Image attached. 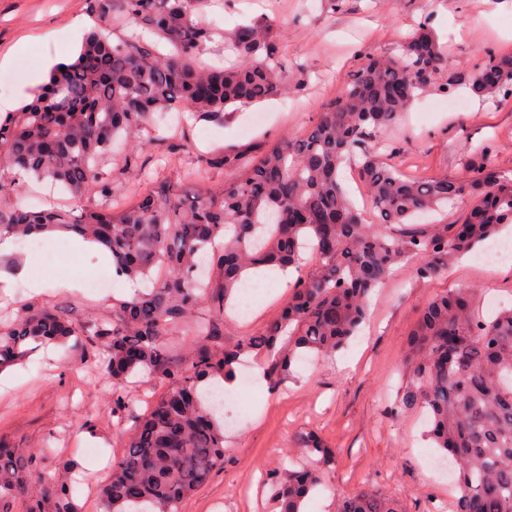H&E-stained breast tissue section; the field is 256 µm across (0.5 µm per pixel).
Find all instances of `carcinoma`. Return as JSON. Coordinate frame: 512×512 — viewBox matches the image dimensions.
I'll return each instance as SVG.
<instances>
[{"instance_id":"1","label":"carcinoma","mask_w":512,"mask_h":512,"mask_svg":"<svg viewBox=\"0 0 512 512\" xmlns=\"http://www.w3.org/2000/svg\"><path fill=\"white\" fill-rule=\"evenodd\" d=\"M206 0H89L98 28L77 57L56 64L30 100L0 113V233L24 239L62 230L92 240L112 254L115 276H169L135 294L112 319L82 332L47 310H27L0 328V368L25 359L33 344L75 345L104 352L114 379L145 372L167 389L155 397L112 461L100 495L106 512H179L181 503L224 464L221 412L199 386L234 377V364L252 352H274L270 376L288 374L297 351L331 354L365 319L370 294L406 260L420 261L423 278L443 272L458 256L474 253L512 224V173L490 166L460 179L410 177L382 161L383 135L426 91L440 86L447 58L423 26L397 56L366 55L336 98L304 136L282 141L252 161L208 156V166L239 170L217 191L182 196L169 187L150 190L138 203L113 206L112 179L102 167L121 133L140 132L173 110L221 118L287 91L272 24L264 17L224 33L235 57L229 67H207L200 56L213 41L203 20ZM135 29L111 40L114 21ZM481 97L512 95V56L493 53L469 78ZM353 164L370 206L359 210L341 181ZM26 179H50L73 197L89 188L102 203L76 217L52 207L25 210L14 201ZM459 224L431 231L410 228L418 213L438 212L464 198ZM224 249L216 265L221 289L204 285L202 248L216 238ZM320 259L315 275L299 277L288 306L266 329L232 347L215 344L219 329L195 321L203 306L224 314L242 273L295 268L303 249ZM195 322L199 339L185 360L169 361L165 337ZM288 345L278 346L282 337ZM410 380L399 400L403 412L420 410L440 457L448 461L459 496L452 512H512V308L488 321L475 319L467 292L446 293L423 310L410 339ZM306 451L327 463L332 451L314 438ZM315 469H292L275 481L280 512H302L316 485ZM80 512L71 487L40 471L33 457L0 448V512ZM336 512H402L367 492L343 500Z\"/></svg>"}]
</instances>
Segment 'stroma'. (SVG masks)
<instances>
[{"mask_svg": "<svg viewBox=\"0 0 512 512\" xmlns=\"http://www.w3.org/2000/svg\"><path fill=\"white\" fill-rule=\"evenodd\" d=\"M206 12L220 28L231 30L257 16L273 25L282 48L288 92L260 105L227 112L223 119L171 117L140 132L179 145L175 162L162 149L118 150L107 167L120 185L124 202L145 189L183 182L185 170L199 168L198 185L216 190L235 175L230 167L199 165L200 156L219 152L257 157L271 145L306 133L323 106L336 97L361 54L396 55L419 25L434 33L447 58L443 90L420 95L379 149L403 172L458 179L488 163L512 171V98L475 95L469 75L484 51L512 55V0H210ZM87 0H0V57L18 41L27 49L12 54L0 70V111L20 106L38 87L37 59H68L77 46L66 32L75 17L89 15ZM46 199L74 214L96 207L88 191L74 198L50 182L28 180L17 200L23 207ZM57 263L42 267L40 291L15 282L0 292V322L23 310L48 307L73 324L108 319L126 299L120 284L92 289L88 279L102 264L96 255L73 250L63 239ZM250 312L217 317L202 308L204 319L218 320L222 344L262 332L285 305L292 289L275 275L260 277ZM469 291L476 317L484 319L512 303V261L484 269L465 256L447 271L423 278L415 261L400 264L372 295L368 318L347 347L332 356L303 355L279 384L267 373L271 356L244 359L237 373L252 375V386L236 388L233 398L247 412L245 424L225 426L224 465L186 499L181 512H278L271 483L285 470L313 465L301 444L316 436L333 453L321 468L318 490L305 512H336L339 503L365 490L393 499L403 512H444L448 481L423 464L429 449L421 413H401L396 405L409 380V341L421 310L436 295ZM98 350L38 349L30 359L8 368L9 385L0 384V445L21 456L38 454L40 468L67 482L81 512H101L99 488L108 473L100 458L119 457L134 418L152 396L166 388L156 375L112 379L101 369ZM121 390L129 410L113 411L112 392Z\"/></svg>", "mask_w": 512, "mask_h": 512, "instance_id": "35a3bbf8", "label": "stroma"}]
</instances>
